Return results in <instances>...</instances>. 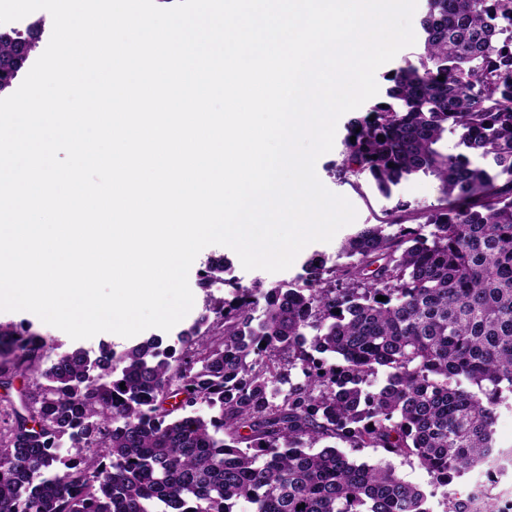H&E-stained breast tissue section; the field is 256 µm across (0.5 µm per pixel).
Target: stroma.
<instances>
[{
    "mask_svg": "<svg viewBox=\"0 0 512 512\" xmlns=\"http://www.w3.org/2000/svg\"><path fill=\"white\" fill-rule=\"evenodd\" d=\"M349 119L341 117L336 131L338 139L332 150L322 155L316 163V173L320 181L333 193L345 196L357 210V223L360 224H378L386 218V214L394 205L395 199L401 198L410 201L412 206L420 210H430L439 206L442 193L440 183L431 176L415 175L408 180L402 181L393 189L392 198H384L376 188L371 177H362L358 186L341 182L338 178L330 176L328 168L333 161L338 160L342 149L341 139L347 134ZM337 251L336 243L315 242L306 246L296 257L293 265L282 272L269 273L260 269L247 271L244 270L241 262L234 251L220 246L210 245L204 248L196 257L190 271L188 280L193 284L194 305L187 316L179 322L177 331L165 333L163 340L165 344H173L177 337L178 330L189 328L203 313L205 304V294L201 288H198V272L202 264L207 259L223 261L226 272L224 282L215 284L212 288L213 294L218 296H227L232 285L242 287L250 286L254 281H262L265 286L272 287L278 284L290 283L298 279L302 273L304 261L313 253L319 252L327 257H335ZM20 324L30 325L32 331L45 337L53 338L61 351H71L74 349H84L87 352H97L100 343L107 342L116 346L117 349H124L131 346V339L121 337L113 333H101L90 339L74 340L64 331L43 323L36 315L26 312H0V324ZM397 473L404 480L419 486L425 492H428L426 506L430 512H444L447 499H467L471 495V482L475 481V474H466L460 478H453L449 481L446 491L434 490L430 474L422 468L416 458L404 459L396 457L391 459Z\"/></svg>",
    "mask_w": 512,
    "mask_h": 512,
    "instance_id": "35a3bbf8",
    "label": "stroma"
}]
</instances>
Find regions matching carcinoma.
Returning a JSON list of instances; mask_svg holds the SVG:
<instances>
[{
	"label": "carcinoma",
	"mask_w": 512,
	"mask_h": 512,
	"mask_svg": "<svg viewBox=\"0 0 512 512\" xmlns=\"http://www.w3.org/2000/svg\"><path fill=\"white\" fill-rule=\"evenodd\" d=\"M421 29L417 63L382 75L386 100L350 121L332 172L386 198L432 175L445 204L397 200L391 221L342 241L346 262L316 252L298 283L207 295L213 318L178 348L151 336L44 369L53 344L9 327L0 385L31 377L35 391L0 431V512H429L391 462L327 441L413 456L437 486L512 457L495 439L512 394V0H430ZM43 34L38 20L0 31V94ZM449 129L457 154L438 149ZM222 272L210 262L199 287Z\"/></svg>",
	"instance_id": "obj_1"
}]
</instances>
